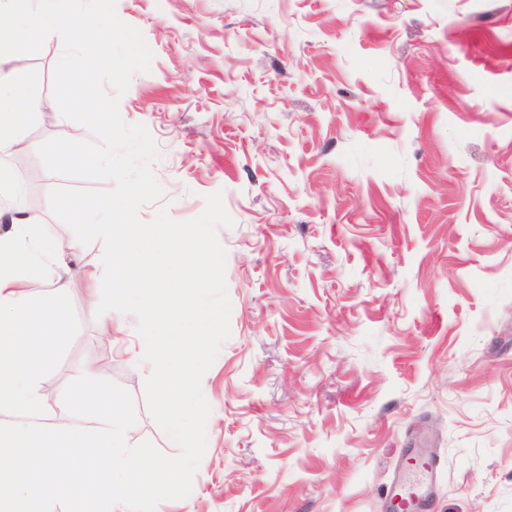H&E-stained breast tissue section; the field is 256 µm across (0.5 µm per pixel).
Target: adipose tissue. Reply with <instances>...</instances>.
<instances>
[{
    "label": "adipose tissue",
    "mask_w": 512,
    "mask_h": 512,
    "mask_svg": "<svg viewBox=\"0 0 512 512\" xmlns=\"http://www.w3.org/2000/svg\"><path fill=\"white\" fill-rule=\"evenodd\" d=\"M37 104L27 79L0 74V153L21 143L20 133ZM145 185L130 186L118 198L60 200L47 194L49 208L65 206L70 223L85 237L113 244L117 257L94 282L106 285L104 321H117L128 295L142 343L132 357L156 376L155 413L173 443L201 434L209 422L192 401L208 332L220 327L211 316L207 333L168 329L191 311L200 289L216 278L220 263L203 250L204 225L175 229L137 224L130 217ZM41 213L16 210L0 232V512H139L158 494L178 485V470L147 452H131L125 397L98 384L91 366L60 394L43 383L70 334L67 297L85 281L73 264L80 253L74 237H45ZM186 276L169 283V263Z\"/></svg>",
    "instance_id": "1"
}]
</instances>
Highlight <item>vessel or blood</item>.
I'll use <instances>...</instances> for the list:
<instances>
[{
    "label": "vessel or blood",
    "mask_w": 512,
    "mask_h": 512,
    "mask_svg": "<svg viewBox=\"0 0 512 512\" xmlns=\"http://www.w3.org/2000/svg\"><path fill=\"white\" fill-rule=\"evenodd\" d=\"M406 456V463L398 468L388 488L387 503L399 512H429L431 503L426 485L439 470L440 463L411 450Z\"/></svg>",
    "instance_id": "obj_1"
}]
</instances>
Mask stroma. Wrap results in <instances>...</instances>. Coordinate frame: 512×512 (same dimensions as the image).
Listing matches in <instances>:
<instances>
[{
    "label": "stroma",
    "mask_w": 512,
    "mask_h": 512,
    "mask_svg": "<svg viewBox=\"0 0 512 512\" xmlns=\"http://www.w3.org/2000/svg\"><path fill=\"white\" fill-rule=\"evenodd\" d=\"M153 53L119 110L160 155L159 208L222 191L231 336L180 448L153 372L102 349L105 294L68 298L45 375L125 394L131 446L178 465L149 512H382L405 449L439 457L431 512H512V0H116ZM63 52L0 61L22 131L90 139L52 97Z\"/></svg>",
    "instance_id": "1"
}]
</instances>
